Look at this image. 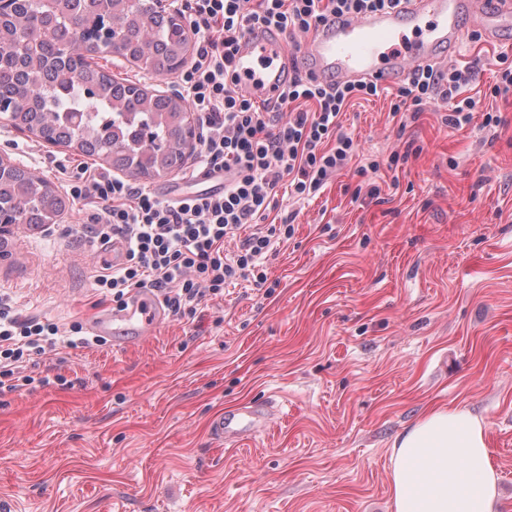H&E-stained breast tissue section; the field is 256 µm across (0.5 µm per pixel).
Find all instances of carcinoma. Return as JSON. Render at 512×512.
<instances>
[{
	"instance_id": "1",
	"label": "carcinoma",
	"mask_w": 512,
	"mask_h": 512,
	"mask_svg": "<svg viewBox=\"0 0 512 512\" xmlns=\"http://www.w3.org/2000/svg\"><path fill=\"white\" fill-rule=\"evenodd\" d=\"M116 20L100 52H120L141 70L164 76L183 63L188 34L168 16L127 0H14L0 13V103L6 120L42 141L70 147L134 176L182 168L188 108L91 66L72 46L97 14ZM64 203L50 183L23 167L0 165V211L29 228L54 224Z\"/></svg>"
}]
</instances>
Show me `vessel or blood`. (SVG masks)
<instances>
[{
  "instance_id": "1",
  "label": "vessel or blood",
  "mask_w": 512,
  "mask_h": 512,
  "mask_svg": "<svg viewBox=\"0 0 512 512\" xmlns=\"http://www.w3.org/2000/svg\"><path fill=\"white\" fill-rule=\"evenodd\" d=\"M512 29V0H401L400 4L358 17L330 18L310 33L302 49L288 51L286 34L264 26L244 35L232 69L246 97L274 103L297 75L326 86L370 81L380 86L403 80L414 67L445 64L456 57L470 31L491 42ZM165 321V309L151 291L131 292L128 306L99 314L93 335H108L117 349L140 344ZM273 406L242 403L212 418L218 442L237 446L274 419Z\"/></svg>"
}]
</instances>
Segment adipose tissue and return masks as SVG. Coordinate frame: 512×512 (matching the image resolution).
Wrapping results in <instances>:
<instances>
[{
	"instance_id": "1",
	"label": "adipose tissue",
	"mask_w": 512,
	"mask_h": 512,
	"mask_svg": "<svg viewBox=\"0 0 512 512\" xmlns=\"http://www.w3.org/2000/svg\"><path fill=\"white\" fill-rule=\"evenodd\" d=\"M498 480L487 423L468 409L432 407L393 443L394 512H499Z\"/></svg>"
}]
</instances>
